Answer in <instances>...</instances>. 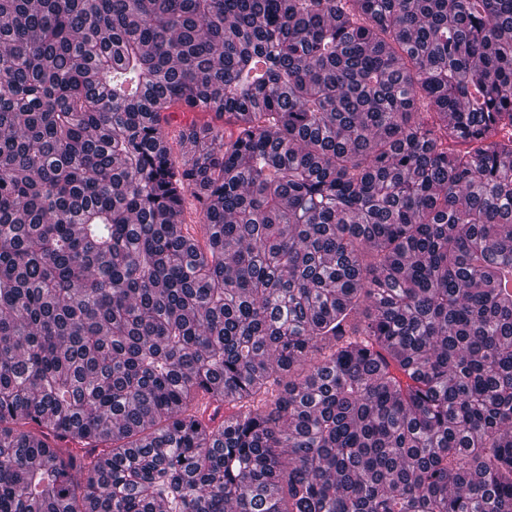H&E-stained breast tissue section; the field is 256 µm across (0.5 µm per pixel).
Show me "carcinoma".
<instances>
[{"label":"carcinoma","mask_w":512,"mask_h":512,"mask_svg":"<svg viewBox=\"0 0 512 512\" xmlns=\"http://www.w3.org/2000/svg\"><path fill=\"white\" fill-rule=\"evenodd\" d=\"M511 281L512 0H0V512H512ZM212 114H203L197 112L196 114H192L187 116H183L181 112H177L175 114L174 120L172 123L166 128L167 136L165 139L167 147L170 148L173 157L177 160H181L182 157H193L197 156L201 149L202 143L200 140L195 141L194 139H189L182 132L186 129V126L193 119L199 125L204 124L209 121L216 124L217 126H221L223 123L221 121L211 120Z\"/></svg>","instance_id":"1"}]
</instances>
